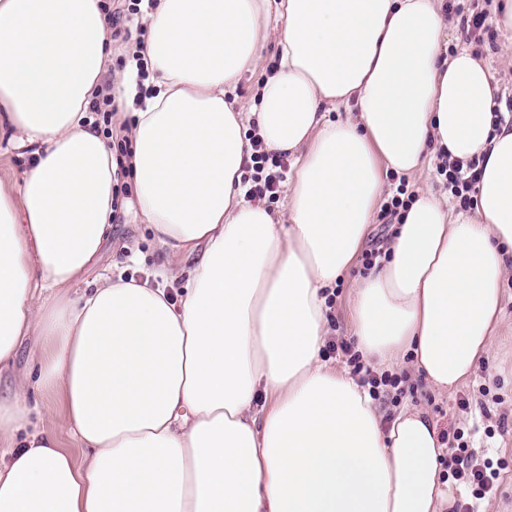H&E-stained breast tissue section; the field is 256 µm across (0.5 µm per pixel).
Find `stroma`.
Here are the masks:
<instances>
[{
    "instance_id": "35a3bbf8",
    "label": "stroma",
    "mask_w": 512,
    "mask_h": 512,
    "mask_svg": "<svg viewBox=\"0 0 512 512\" xmlns=\"http://www.w3.org/2000/svg\"><path fill=\"white\" fill-rule=\"evenodd\" d=\"M460 11H448L447 42L449 49L468 47L475 55L490 64L500 88V102L512 101V66L503 63L499 46L507 41L506 32L498 29L491 18L490 0H456ZM486 11V29L481 40H467L464 20L474 12ZM119 204L112 214V230L101 250L98 262L87 273L86 282H95L103 273L142 279L154 276L164 267L168 254L154 239L152 230L143 224L134 186L128 177L118 184ZM364 259H357L348 275L338 281L333 290L328 312V344L323 355L329 361L340 363L344 354L335 351V344H355L350 325L348 301L355 279L365 274ZM504 315L506 325L494 338L487 357L480 361L476 371L465 384L448 393L430 389L412 367L398 372L402 379V393L398 399L385 396L377 406L384 415L396 412L398 405L412 404L424 407L445 436L460 431L470 449L489 458L499 472L496 489L479 501L482 512H512V280L504 287ZM43 351L37 338L25 340L18 348L13 369L0 373V392L8 393L16 378H27L32 383L31 397L37 403H48L54 408V417L39 413L30 416L29 430H49L56 434L60 445L83 459L63 423L64 401L61 394L45 393L36 389L37 363Z\"/></svg>"
}]
</instances>
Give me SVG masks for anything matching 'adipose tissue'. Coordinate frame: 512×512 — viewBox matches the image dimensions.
Here are the masks:
<instances>
[{
  "mask_svg": "<svg viewBox=\"0 0 512 512\" xmlns=\"http://www.w3.org/2000/svg\"><path fill=\"white\" fill-rule=\"evenodd\" d=\"M147 77H128L139 210L158 244L195 257L179 300L100 275L118 166L89 115L112 61L102 0H0V138L34 161L0 184V370L46 347L76 461L27 432L28 386L0 396V512H447L459 486L416 406L384 418L323 357L328 291L364 246L391 172L475 166L468 210L417 191L386 258L350 303L372 367L411 360L448 392L503 325L512 275V119L467 48L448 52L443 0H153ZM280 22L277 70L252 111L226 98ZM287 154L281 211L247 197L249 136ZM23 432L14 441L15 432Z\"/></svg>",
  "mask_w": 512,
  "mask_h": 512,
  "instance_id": "adipose-tissue-1",
  "label": "adipose tissue"
}]
</instances>
